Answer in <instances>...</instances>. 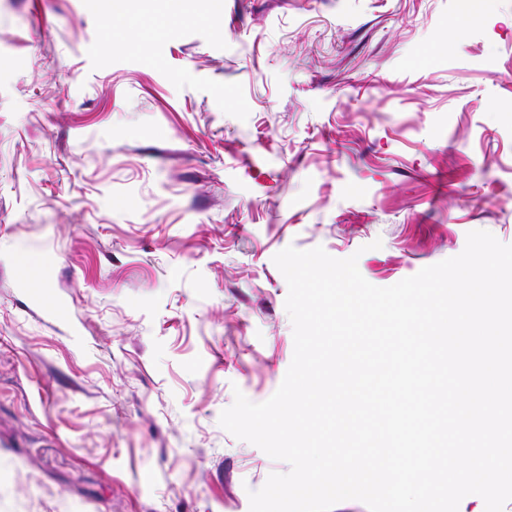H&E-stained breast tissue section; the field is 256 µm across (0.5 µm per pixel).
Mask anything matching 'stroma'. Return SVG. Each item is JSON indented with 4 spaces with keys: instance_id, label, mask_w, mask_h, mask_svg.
<instances>
[{
    "instance_id": "stroma-1",
    "label": "stroma",
    "mask_w": 512,
    "mask_h": 512,
    "mask_svg": "<svg viewBox=\"0 0 512 512\" xmlns=\"http://www.w3.org/2000/svg\"><path fill=\"white\" fill-rule=\"evenodd\" d=\"M0 0V512H249L221 427L294 353L292 246L392 286L512 244V0ZM381 248H374V241Z\"/></svg>"
}]
</instances>
